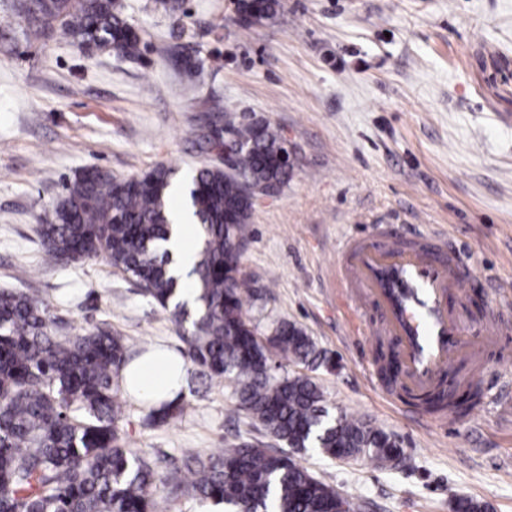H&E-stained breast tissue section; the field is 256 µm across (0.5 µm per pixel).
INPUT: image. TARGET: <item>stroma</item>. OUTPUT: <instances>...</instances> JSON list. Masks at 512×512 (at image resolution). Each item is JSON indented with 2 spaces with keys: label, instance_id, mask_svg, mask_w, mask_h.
Returning <instances> with one entry per match:
<instances>
[{
  "label": "stroma",
  "instance_id": "obj_1",
  "mask_svg": "<svg viewBox=\"0 0 512 512\" xmlns=\"http://www.w3.org/2000/svg\"><path fill=\"white\" fill-rule=\"evenodd\" d=\"M137 59L69 40L29 44L0 0V289L42 300L72 337L110 323L134 349L185 344L168 312L100 259L47 261L39 226L76 170L118 178L162 164L174 178L212 164L198 138L226 115L270 123L294 158L287 183L253 205L240 268L259 330L301 326L328 364L306 367L331 415L394 436L398 468L308 448L295 461L368 512H453L456 497L512 512V0H281L242 28L236 0H122ZM437 229L473 270L464 295L493 311L498 336L440 382L473 383L467 413H433L423 393L390 389L391 336L349 335L331 290L352 236ZM126 445L166 473L188 456L243 442L275 447L234 414L229 382L187 373L182 414L147 425L122 396Z\"/></svg>",
  "mask_w": 512,
  "mask_h": 512
}]
</instances>
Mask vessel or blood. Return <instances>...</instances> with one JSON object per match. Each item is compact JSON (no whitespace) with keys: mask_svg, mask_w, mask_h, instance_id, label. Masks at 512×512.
<instances>
[{"mask_svg":"<svg viewBox=\"0 0 512 512\" xmlns=\"http://www.w3.org/2000/svg\"><path fill=\"white\" fill-rule=\"evenodd\" d=\"M471 271L437 233L417 235L409 245L400 233L377 239L353 237L340 250L336 290L354 310L376 307L378 334L398 339L404 388L430 389L460 353L473 350L470 333L492 342L498 320L476 319L466 306L449 309L448 295L462 292Z\"/></svg>","mask_w":512,"mask_h":512,"instance_id":"obj_1","label":"vessel or blood"}]
</instances>
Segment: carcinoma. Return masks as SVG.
I'll list each match as a JSON object with an SVG mask.
<instances>
[{"mask_svg":"<svg viewBox=\"0 0 512 512\" xmlns=\"http://www.w3.org/2000/svg\"><path fill=\"white\" fill-rule=\"evenodd\" d=\"M280 0H238L242 25L267 18ZM23 35L35 40L71 38L129 58L142 38L123 15L121 0H18ZM223 132L246 148L230 158L234 174L205 165L192 178L189 200L202 246L194 276L195 307L178 300L180 278L160 248L170 232L168 189L172 169L156 165L140 176L116 178L98 167L76 172L40 227L46 255L78 262L101 258L133 278L169 312L186 348L184 357L209 380L234 383V411L271 438L300 451L318 448L329 458L366 457L386 466L396 442L372 423L346 413L329 417L321 388L308 376L273 371V356L322 365L328 358L311 336L286 320L266 336L244 311L255 289L242 277L232 242L250 223L249 188L280 187L283 140L268 123L231 119ZM47 307L23 291L0 290V512H159L160 487L189 495L224 512H337L343 494L312 475L288 452L242 443L194 456L162 478L125 446L121 403L113 377L133 357L127 339L107 326L72 338L49 331ZM459 402L431 400L434 409L457 412ZM182 411L178 404L149 407L156 424Z\"/></svg>","mask_w":512,"mask_h":512,"instance_id":"1","label":"carcinoma"}]
</instances>
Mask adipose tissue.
Wrapping results in <instances>:
<instances>
[{
  "instance_id": "obj_1",
  "label": "adipose tissue",
  "mask_w": 512,
  "mask_h": 512,
  "mask_svg": "<svg viewBox=\"0 0 512 512\" xmlns=\"http://www.w3.org/2000/svg\"><path fill=\"white\" fill-rule=\"evenodd\" d=\"M187 367L183 355L158 346L130 360L122 368L119 380L126 394L157 406L180 398Z\"/></svg>"
}]
</instances>
